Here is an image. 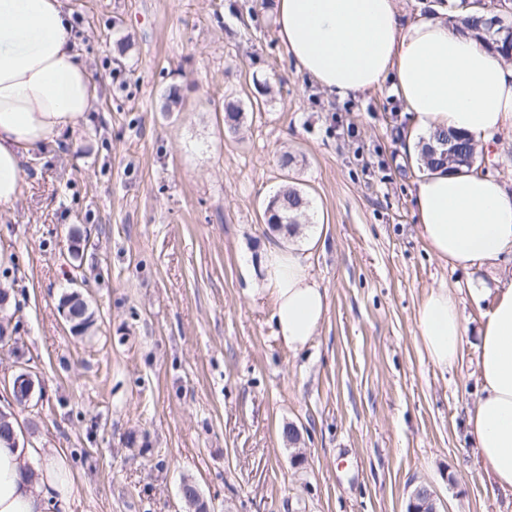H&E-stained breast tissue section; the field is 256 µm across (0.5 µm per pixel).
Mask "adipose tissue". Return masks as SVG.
<instances>
[{
  "instance_id": "1",
  "label": "adipose tissue",
  "mask_w": 512,
  "mask_h": 512,
  "mask_svg": "<svg viewBox=\"0 0 512 512\" xmlns=\"http://www.w3.org/2000/svg\"><path fill=\"white\" fill-rule=\"evenodd\" d=\"M273 24L296 73L327 96L390 86L411 115V158L439 129L486 146L512 132V64L449 23L445 6L404 21L397 0H276ZM97 98L67 0H0L1 210L22 197L23 158L74 134ZM413 196L419 234L440 261L469 268L512 259V193L493 175L427 167ZM261 267L275 334L301 350L324 322L327 291L310 273L306 250L270 249ZM416 327L433 365L445 370L463 359L464 324L451 289H430ZM478 373L469 431L493 482L512 490V279L482 314ZM77 491L63 449L0 441V512H67Z\"/></svg>"
}]
</instances>
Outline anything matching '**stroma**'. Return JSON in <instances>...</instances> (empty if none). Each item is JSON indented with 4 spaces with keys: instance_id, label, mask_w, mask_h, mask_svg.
<instances>
[{
    "instance_id": "35a3bbf8",
    "label": "stroma",
    "mask_w": 512,
    "mask_h": 512,
    "mask_svg": "<svg viewBox=\"0 0 512 512\" xmlns=\"http://www.w3.org/2000/svg\"><path fill=\"white\" fill-rule=\"evenodd\" d=\"M100 95L87 124L23 162L0 212V286L13 351L0 408L23 439L63 448L70 512H512L466 432L478 398L481 312L417 230L409 124L382 88L334 100L295 74L275 0H69ZM176 91L180 109L163 111ZM240 105L236 133L224 124ZM309 202L310 271L328 311L298 352L280 344L261 285L282 240L264 211L285 185ZM83 283L94 313L71 332L60 303ZM457 289L462 364L435 367L416 336L430 288ZM28 369L29 404L7 394ZM294 424L299 444L282 430Z\"/></svg>"
}]
</instances>
